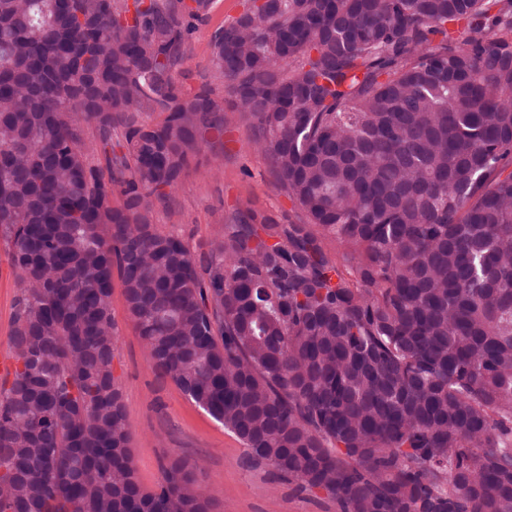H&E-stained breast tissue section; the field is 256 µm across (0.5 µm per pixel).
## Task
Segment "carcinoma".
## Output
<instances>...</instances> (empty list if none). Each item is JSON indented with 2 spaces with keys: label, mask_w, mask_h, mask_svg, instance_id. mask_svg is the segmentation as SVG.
Here are the masks:
<instances>
[{
  "label": "carcinoma",
  "mask_w": 512,
  "mask_h": 512,
  "mask_svg": "<svg viewBox=\"0 0 512 512\" xmlns=\"http://www.w3.org/2000/svg\"><path fill=\"white\" fill-rule=\"evenodd\" d=\"M210 4L0 0V512H210L179 460L135 478L114 268L155 369L250 462L340 512H512V0H246L212 67L299 213L196 258L153 215L227 121L174 79ZM21 288L10 267L3 242H0V362L4 359L15 365V350L10 336L18 311Z\"/></svg>",
  "instance_id": "carcinoma-1"
}]
</instances>
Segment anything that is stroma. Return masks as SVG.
I'll return each instance as SVG.
<instances>
[{
    "mask_svg": "<svg viewBox=\"0 0 512 512\" xmlns=\"http://www.w3.org/2000/svg\"><path fill=\"white\" fill-rule=\"evenodd\" d=\"M245 0H213L207 19L189 36L186 60L176 75L184 91L209 79L226 97L224 79L211 64L215 32L238 16ZM254 122L230 114L220 140L191 160L155 224L160 232L179 230L191 251L214 240L223 225L249 213L272 214L280 221L297 209L278 187L267 154L254 145ZM21 288L0 244V361L14 360L10 336ZM112 316L117 334L113 375L122 391L131 426V452L137 478L155 490L173 460L185 462L211 499L212 512H340L325 493L302 491L264 465L247 460L241 441L187 398L175 383L158 375L128 318L120 279L112 281Z\"/></svg>",
    "mask_w": 512,
    "mask_h": 512,
    "instance_id": "stroma-1",
    "label": "stroma"
}]
</instances>
